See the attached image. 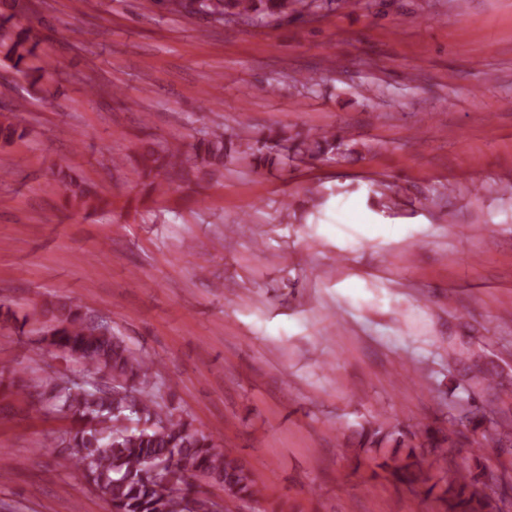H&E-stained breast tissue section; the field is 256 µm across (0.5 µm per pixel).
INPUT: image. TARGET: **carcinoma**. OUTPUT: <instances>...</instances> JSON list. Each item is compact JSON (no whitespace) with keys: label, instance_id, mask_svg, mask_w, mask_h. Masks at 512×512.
I'll use <instances>...</instances> for the list:
<instances>
[{"label":"carcinoma","instance_id":"carcinoma-1","mask_svg":"<svg viewBox=\"0 0 512 512\" xmlns=\"http://www.w3.org/2000/svg\"><path fill=\"white\" fill-rule=\"evenodd\" d=\"M290 0H199V12L222 23L278 20L288 15ZM13 13L0 23V42L10 44L14 67L34 55L28 29L10 23L26 19L29 0H12ZM25 130L9 118L0 122V139L21 138ZM246 154L258 165H299L311 160L340 162L351 154L345 139L328 131L293 134L286 128L271 130L250 145L238 136L212 131L184 149L172 145L140 153L145 173L153 176L149 187L166 192L165 177L182 170L188 157L203 176L223 175L224 162ZM51 189H65L68 198L88 205L95 201L91 189L62 176ZM38 315L49 328L38 343L68 352L82 363L87 380L64 386L52 377L34 386L38 402L70 421L58 437L57 448L83 469L90 488L108 502L111 512H215L214 502L200 482L219 486L240 503H257L262 490L258 479L241 458L217 448L213 435L194 427L193 421L166 403L157 385L154 363L132 349L107 328L92 324L84 306L67 301L44 304ZM473 442L461 430L443 431L426 426L417 434L408 428H388L375 423L358 433L355 458L374 455L378 467L414 491L435 489L443 512H502L512 497V480L486 466L472 474L448 457V449L473 451ZM442 472L443 486L432 482L427 462Z\"/></svg>","mask_w":512,"mask_h":512}]
</instances>
